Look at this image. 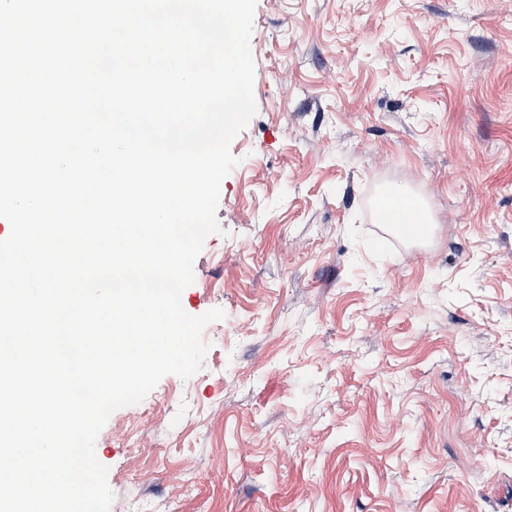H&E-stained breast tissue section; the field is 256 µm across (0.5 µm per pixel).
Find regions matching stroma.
Wrapping results in <instances>:
<instances>
[{
    "label": "stroma",
    "mask_w": 512,
    "mask_h": 512,
    "mask_svg": "<svg viewBox=\"0 0 512 512\" xmlns=\"http://www.w3.org/2000/svg\"><path fill=\"white\" fill-rule=\"evenodd\" d=\"M250 47L181 296L224 316L100 431L110 512H512V0H257ZM392 200L385 208L379 209V222L382 224H394L406 237L412 238L417 232L408 229V224H413L424 229L423 233H431L433 227L422 205L402 194L394 193Z\"/></svg>",
    "instance_id": "1"
}]
</instances>
